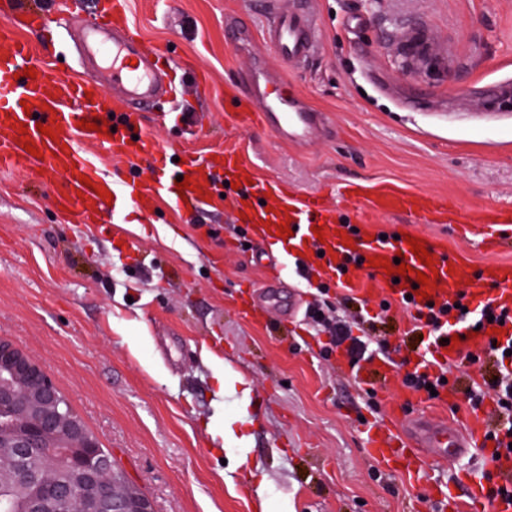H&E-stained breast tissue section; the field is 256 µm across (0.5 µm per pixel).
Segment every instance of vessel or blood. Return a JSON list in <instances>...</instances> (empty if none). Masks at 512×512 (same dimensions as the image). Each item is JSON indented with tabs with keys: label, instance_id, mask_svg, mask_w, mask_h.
Returning a JSON list of instances; mask_svg holds the SVG:
<instances>
[{
	"label": "vessel or blood",
	"instance_id": "1",
	"mask_svg": "<svg viewBox=\"0 0 512 512\" xmlns=\"http://www.w3.org/2000/svg\"><path fill=\"white\" fill-rule=\"evenodd\" d=\"M126 6L127 0H100L91 25L74 31L73 40L91 45L99 59L86 78H66L38 62L30 43L18 38L12 27L0 25V168H30L46 183L63 179L65 187L56 205L75 224L94 223L105 204L119 217L132 207L153 213L162 200L184 212L208 205L220 207L225 183H245L252 205L242 212V220L257 238L281 244L282 254L292 260L289 272L294 278L305 275L294 265V258L313 251L323 255L321 275L349 288L365 279L390 286L398 295L407 284L415 283V274L421 271L430 277L423 288L430 299L461 290L472 302L490 299L512 312V262H491L475 271L461 256L438 259L437 246L424 236L420 243L435 259L429 265L421 263L405 239L374 238L366 229L338 224L324 196L302 195L287 184L258 176L230 152L217 150L204 156L185 152L175 168H168L166 149L145 126V108L162 100H177L180 89L166 70L141 53L139 41L127 32ZM0 13L25 14L34 27L50 21L49 15L22 8L20 0H0ZM314 28V16L304 0H271L266 35L288 62L306 60L317 52ZM29 67L34 70L30 78L24 75ZM289 91L284 80H276L254 106L227 113L226 118L237 125L258 123L290 145L305 147L326 115L289 107ZM96 116L106 119L107 133L80 127V120ZM41 122L50 126L51 135L38 131ZM97 148L119 159L148 162L154 174L148 179L132 173L118 180L106 177L93 155ZM181 175L188 177L189 189H178ZM83 176L89 177L90 186H81ZM343 194L381 215L431 214L442 221L455 209L448 198L410 192L391 183L371 189L348 183ZM285 222L294 225L293 233H279V225ZM318 226L323 229L319 237L314 234ZM510 232L512 208L486 211L476 230L489 250L502 234ZM397 259L411 268L399 283L385 272ZM485 341V335L471 338L464 334L453 344L436 342L430 352L436 360L450 362L459 350L476 348ZM362 432L364 447L374 460L419 479L431 462H457L471 449L485 445L482 420L474 416L459 429L426 414L407 421L400 433L378 423L363 426ZM449 503L455 512H512L511 496L488 499L484 482L472 475L463 483L461 494L450 495Z\"/></svg>",
	"mask_w": 512,
	"mask_h": 512
}]
</instances>
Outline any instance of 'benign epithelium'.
Masks as SVG:
<instances>
[{
	"mask_svg": "<svg viewBox=\"0 0 512 512\" xmlns=\"http://www.w3.org/2000/svg\"><path fill=\"white\" fill-rule=\"evenodd\" d=\"M404 75L443 73L418 36L397 43ZM153 512L41 367L0 337V512Z\"/></svg>",
	"mask_w": 512,
	"mask_h": 512,
	"instance_id": "benign-epithelium-1",
	"label": "benign epithelium"
}]
</instances>
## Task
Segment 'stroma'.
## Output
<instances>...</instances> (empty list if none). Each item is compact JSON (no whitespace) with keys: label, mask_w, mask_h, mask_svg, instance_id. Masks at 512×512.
<instances>
[{"label":"stroma","mask_w":512,"mask_h":512,"mask_svg":"<svg viewBox=\"0 0 512 512\" xmlns=\"http://www.w3.org/2000/svg\"><path fill=\"white\" fill-rule=\"evenodd\" d=\"M53 30L19 27L40 62L78 70L72 23L91 19L96 0H36ZM318 51L278 64L263 42L266 0H128V22L147 48L170 51L186 86L211 82L184 112H204L209 129L184 138L174 121L154 135L171 155L239 152L260 176L305 194L329 196L337 218L370 230L412 231L473 268L512 262L463 226L492 207H512V0H313ZM424 29L447 74L400 76L395 40ZM279 67L297 97L327 113L329 132L308 148L287 146L257 126L225 123L245 107L260 61ZM240 95L229 99L226 88ZM393 182L459 204V223L376 216L338 193L340 184ZM61 182L0 169V336L54 381L87 429L155 512H435L422 486L377 464L362 446L361 422L428 412L405 404L400 376L355 383L339 360L325 361V335L298 317L289 337L238 314L268 257L237 220L245 187L225 185L223 210L182 215L160 203L116 223L131 249L96 226L63 223ZM310 282L283 278L307 302H337L342 288L304 256ZM251 388L247 445L224 439L240 414L238 391L222 388L225 368ZM247 467H239L240 459Z\"/></svg>","instance_id":"stroma-1"}]
</instances>
